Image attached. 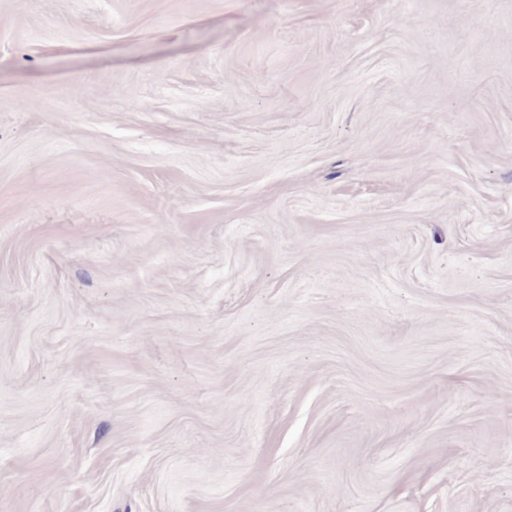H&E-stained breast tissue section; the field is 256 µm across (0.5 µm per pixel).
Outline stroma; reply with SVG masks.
Listing matches in <instances>:
<instances>
[{"mask_svg":"<svg viewBox=\"0 0 512 512\" xmlns=\"http://www.w3.org/2000/svg\"><path fill=\"white\" fill-rule=\"evenodd\" d=\"M0 512H512V0H0Z\"/></svg>","mask_w":512,"mask_h":512,"instance_id":"1","label":"stroma"}]
</instances>
